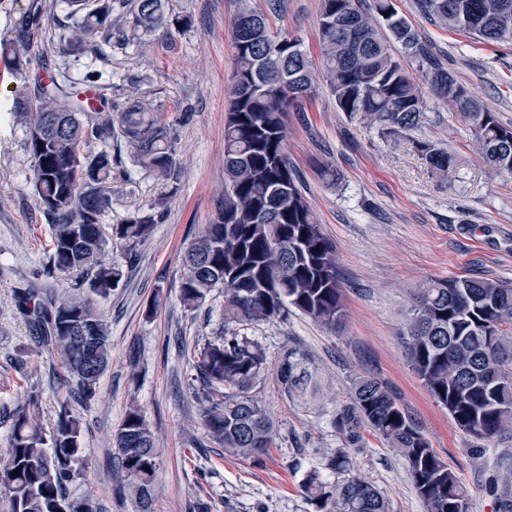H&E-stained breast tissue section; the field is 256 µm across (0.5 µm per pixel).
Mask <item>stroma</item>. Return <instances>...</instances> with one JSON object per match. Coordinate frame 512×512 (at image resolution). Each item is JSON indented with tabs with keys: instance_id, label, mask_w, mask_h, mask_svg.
Segmentation results:
<instances>
[{
	"instance_id": "35a3bbf8",
	"label": "stroma",
	"mask_w": 512,
	"mask_h": 512,
	"mask_svg": "<svg viewBox=\"0 0 512 512\" xmlns=\"http://www.w3.org/2000/svg\"><path fill=\"white\" fill-rule=\"evenodd\" d=\"M399 13L421 41L503 123L512 124V46L479 42L423 19L415 0H396ZM320 0H282L273 15L319 58L316 27ZM234 0H168L181 23L170 36H146L113 59L135 78V92L161 105L176 130L178 187L156 173L135 169L112 186L106 221L123 224L152 200L167 207L135 259L112 249L108 262L124 277L101 310L112 338V362L97 399L82 412L85 479L75 494L97 499L104 512H135L112 476L113 437L130 406H138L160 448L154 512H316L299 485L307 471L331 478L329 458L346 449L353 474L377 488L389 512H427L404 459L368 427L360 447L349 446L332 425L336 409L350 401L355 377L384 382L411 415L431 448L461 478L469 512H498L491 481L512 470V432L485 442L461 430L431 396L400 345L404 310L415 288L431 279L478 275L512 284V179L491 173L461 115L427 96L420 125L396 138L376 125L339 112L325 85L288 119L287 151L317 224L335 244L343 286L344 319L333 331L292 313L287 322L245 326L266 349L267 370L254 389L272 417L278 446L259 460L233 457L215 444L199 419L188 386L194 348L222 321L224 295L213 292L199 311L184 308L179 285L182 256L201 225L210 223L224 191V120L233 68L230 19ZM0 56V401L22 402L26 384L10 368L23 355L37 368L43 388L42 423L55 414L50 358L37 347L16 310L18 281L41 288L48 250L26 176L31 159L10 110L33 84ZM429 140L452 151L457 167L448 178L432 174L413 150ZM329 165L336 183L322 179ZM296 344L314 359L324 388L302 404L281 392L276 373L283 350Z\"/></svg>"
}]
</instances>
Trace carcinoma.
I'll return each mask as SVG.
<instances>
[{
    "label": "carcinoma",
    "mask_w": 512,
    "mask_h": 512,
    "mask_svg": "<svg viewBox=\"0 0 512 512\" xmlns=\"http://www.w3.org/2000/svg\"><path fill=\"white\" fill-rule=\"evenodd\" d=\"M61 32L50 40L72 59L75 71L36 76L25 112L16 113L22 146L32 162L29 183L48 226L47 273L79 271L83 282L68 288L13 289L17 310L38 345L63 370L55 389L51 430L39 421L41 390L26 388L23 405L0 404V428L8 431L0 455V490L10 512H101L99 503L75 496L70 485L83 478L80 410L95 400L112 362V342L100 312L123 278L106 262L112 245L137 254L161 220L154 201L125 224H104L112 183L125 182L132 168L149 169L178 185L176 132L152 101L131 94L95 106L83 97L123 80L112 69V53L125 52L141 35L168 25L165 0H61ZM230 32L235 49L230 102L224 122V198L215 219L186 247L180 299L196 311L212 292H224V325L195 349L192 389L211 438L233 456L259 459L275 447L276 429L253 389L267 356L237 325L284 322L296 310L334 330L344 316L336 249L316 224L295 180L288 154V114L316 90L314 63L292 34L273 31L253 0H238ZM321 0L317 30L323 81L338 111L360 115L395 136L417 127L425 112L424 92L390 42L425 72L429 91L463 115L486 166L512 175V127L485 109L463 83L427 52L416 30L393 0ZM424 18L475 39L512 44V0H416ZM47 9L31 4L0 40L21 75L46 69L47 51L33 38ZM127 148L130 165L112 156V144ZM430 169L446 176L456 157L447 148L413 140ZM400 343L406 359L432 397L456 425L493 441L512 431V287L477 276L426 282L411 294ZM281 392L307 403L319 394L313 361L304 350L286 349L277 369ZM333 423L360 442L365 423L405 460L427 512H468L461 479L430 447L397 399L377 379L353 382L350 403ZM120 487L136 512H153L159 448L141 410L132 406L114 437ZM328 468L343 479L328 482L313 469L300 485L317 512H388L375 487L352 474L350 459L336 451Z\"/></svg>",
    "instance_id": "obj_1"
}]
</instances>
